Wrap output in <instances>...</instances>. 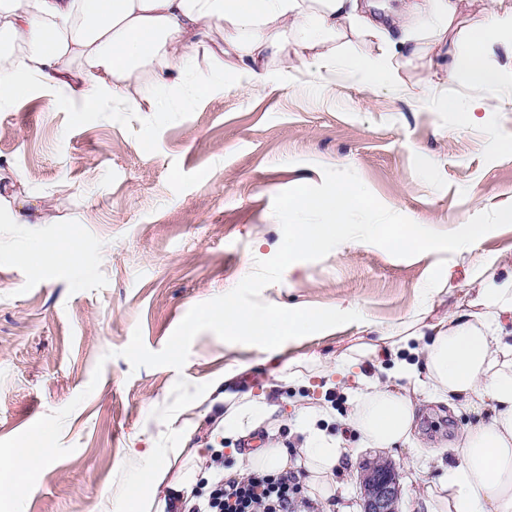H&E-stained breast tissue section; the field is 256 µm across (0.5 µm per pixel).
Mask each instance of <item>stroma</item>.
Masks as SVG:
<instances>
[{
  "instance_id": "obj_1",
  "label": "stroma",
  "mask_w": 512,
  "mask_h": 512,
  "mask_svg": "<svg viewBox=\"0 0 512 512\" xmlns=\"http://www.w3.org/2000/svg\"><path fill=\"white\" fill-rule=\"evenodd\" d=\"M397 70L398 97L369 93L354 70L328 76L327 93L326 83L276 59L267 88H245L228 70L201 97L186 86L164 89V112L106 100L88 109L41 88L0 108V173L11 181L0 194L45 214L41 224H14L0 207V440L79 403L61 436L70 454L40 473L23 512H115L120 466L148 449L162 459L172 448H219L233 476L236 452L272 438L287 448L289 471L302 472V412L322 399L336 412L325 429L345 449L336 474L345 493L322 503L323 512H362V467L374 459L395 473L398 512H429L455 440L488 412L424 402L417 445L368 448L346 424L342 387L289 385L282 368L290 357L334 361L367 326L404 322L422 305L433 320L465 305L473 284L460 253L398 258L349 241L291 264L263 289L264 302L356 310L362 319L289 340L274 358L208 331L179 371L136 369L120 355L137 330L161 351L194 305L273 257L282 243L274 197L321 184L324 168L353 169L387 208L440 232L512 204V100L475 121L464 87L453 88L459 111L442 112L431 103L428 67ZM493 136L502 149L490 148ZM35 244L41 254L24 259ZM77 252L89 256L87 266L73 264ZM448 267L450 288L424 296ZM232 369L245 389L269 391L276 410L231 452L216 433L223 409L206 411L201 401ZM186 407L190 430L177 420Z\"/></svg>"
}]
</instances>
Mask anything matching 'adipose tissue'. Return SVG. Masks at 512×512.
I'll list each match as a JSON object with an SVG mask.
<instances>
[{"label":"adipose tissue","mask_w":512,"mask_h":512,"mask_svg":"<svg viewBox=\"0 0 512 512\" xmlns=\"http://www.w3.org/2000/svg\"><path fill=\"white\" fill-rule=\"evenodd\" d=\"M462 0H405L390 25L366 15L359 0H0V32L13 49L0 54V105L33 88L64 90L84 105L108 99L135 112H163L161 91L186 83L195 49L213 42L220 70L196 82L197 94L221 82L225 70L266 84L268 59L293 49L297 66L324 77L341 68L361 71L373 92L397 94L401 85L390 61L422 59L441 46L458 21ZM377 38L381 54L369 60L355 48H341L346 34ZM501 47L507 61L493 68L484 56ZM443 84L435 98L445 112L458 101L447 85L462 82L475 93L472 109L491 110L512 86V7L496 0L480 22L456 39L440 65ZM499 255L474 257L483 279L469 309L434 323L423 313L401 326L379 330L375 340L350 347L334 365L315 367L289 359V379L312 371L327 383L355 378L347 421L370 448L390 449L413 440L420 398L489 411L491 419L469 427L458 439L455 461L442 486L445 512H512V270L489 276ZM393 355L385 376L360 374V365L382 352ZM239 374L225 372L215 403L224 407V434L245 438L274 409L266 395L240 392ZM329 405L307 410L301 424L302 464L324 497L338 489L334 471L344 453L341 442L319 426ZM140 471L153 487H167L165 501L121 484L119 512H189L196 486L210 473L195 469L179 481L170 466L140 455Z\"/></svg>","instance_id":"ef3b65f1"}]
</instances>
